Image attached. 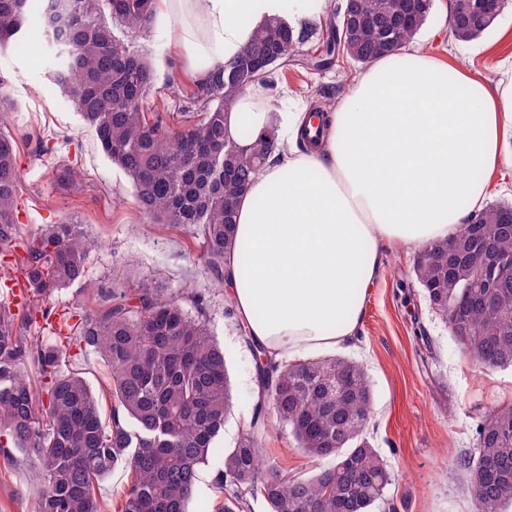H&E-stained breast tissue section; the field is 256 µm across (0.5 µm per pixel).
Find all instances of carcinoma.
<instances>
[{
    "label": "carcinoma",
    "instance_id": "carcinoma-1",
    "mask_svg": "<svg viewBox=\"0 0 512 512\" xmlns=\"http://www.w3.org/2000/svg\"><path fill=\"white\" fill-rule=\"evenodd\" d=\"M157 0H0V45L24 48L29 23L56 49L49 81L94 129L101 150L131 180L140 211L153 224H177L203 240L210 278L224 283L239 199L276 148L273 132L228 135L226 117L237 100L275 67L288 65L296 44L314 37L282 18L259 25L224 68L182 86L200 103L202 118L181 115L167 126L146 54L131 37L149 30ZM401 0H353L362 21L333 27L326 55L340 50L368 66L395 54L428 20L423 0L414 26L386 33L381 18ZM486 26L457 28L454 39L479 38ZM247 139L243 148L240 141ZM21 191L15 140L0 132V247L20 238L15 211ZM492 205L475 215L477 234L460 226L457 251L430 243L414 258V273L430 306L443 318L458 313L455 337L474 361L512 366V224ZM90 243L82 225L48 224L14 257L25 274L28 306L0 307V460L23 454L38 476L35 512H188L199 473L224 429L230 389L224 348L213 339L201 294L194 288L165 295L112 281L97 290L103 303L52 324L56 293L85 279ZM499 258V288H467L451 269L476 271ZM36 332H31V328ZM262 399L291 429L309 457H331L314 474L290 476L276 461L258 464L265 424L255 417L235 446L224 449L212 476L221 493L213 512H244L261 497L269 512H372L390 485L385 459L367 435L372 387L363 368L345 357L276 362L251 336ZM101 355L112 378V409L101 405L75 368L72 346ZM477 455L458 462L469 478L476 512L512 506V402L492 406L477 425ZM130 482L123 495L100 500L96 485L118 463Z\"/></svg>",
    "mask_w": 512,
    "mask_h": 512
}]
</instances>
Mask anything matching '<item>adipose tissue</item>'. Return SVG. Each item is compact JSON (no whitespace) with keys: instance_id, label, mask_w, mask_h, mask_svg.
<instances>
[{"instance_id":"1","label":"adipose tissue","mask_w":512,"mask_h":512,"mask_svg":"<svg viewBox=\"0 0 512 512\" xmlns=\"http://www.w3.org/2000/svg\"><path fill=\"white\" fill-rule=\"evenodd\" d=\"M159 0L168 36L199 77L231 61L269 18L292 29L327 0ZM315 148L302 112L242 97L230 133L274 131L277 147L239 200L226 258L235 315L272 359L351 344L383 248L453 238L480 211L474 171L512 164V82L489 85L418 52L379 58L355 78Z\"/></svg>"}]
</instances>
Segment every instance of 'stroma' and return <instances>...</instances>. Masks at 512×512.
<instances>
[{"label": "stroma", "mask_w": 512, "mask_h": 512, "mask_svg": "<svg viewBox=\"0 0 512 512\" xmlns=\"http://www.w3.org/2000/svg\"><path fill=\"white\" fill-rule=\"evenodd\" d=\"M448 5L449 0H434L432 14L411 48L448 69L463 67L487 83H497L512 67V8L479 38L458 43L448 38ZM335 22L330 11L314 17L315 40L296 45L287 67L267 75L262 94L277 111L340 106L351 82L362 73L361 65L339 54L331 66L317 67ZM170 24L169 18L157 16L149 33L134 44L148 53L166 111L177 114L190 108L179 89L188 74L182 47L165 35ZM38 48L34 42L29 53L19 54L12 44L0 47V75L7 79L1 91L9 99L0 110V122L13 133L37 128L50 148L44 157L34 146L20 148L23 190L17 221L22 236L67 218L80 221L91 245L86 277L100 288H111L116 277L133 286L172 292L186 281H196L210 331L224 348L231 412L209 466L200 473L190 512H212L218 498L212 473L222 466L225 449L234 446L257 414L266 424L261 439L265 458L282 463L296 476L330 466L331 458L315 460L302 454L271 410H258L252 354L241 340L237 321L225 313V288L214 285L204 270L201 240L179 226L148 223L128 177L106 158L94 130L67 98L50 85L45 66L38 63ZM66 168L77 171L75 182L57 180V173ZM414 256L411 249L386 248L380 274L366 292L361 332L340 351L359 362L368 376L373 390L371 441L395 476L374 512H474L467 475L454 465L475 452L476 427L484 413L512 400V367L483 370L463 352L418 286ZM34 502L29 461L0 470V512H33Z\"/></svg>", "instance_id": "1"}]
</instances>
